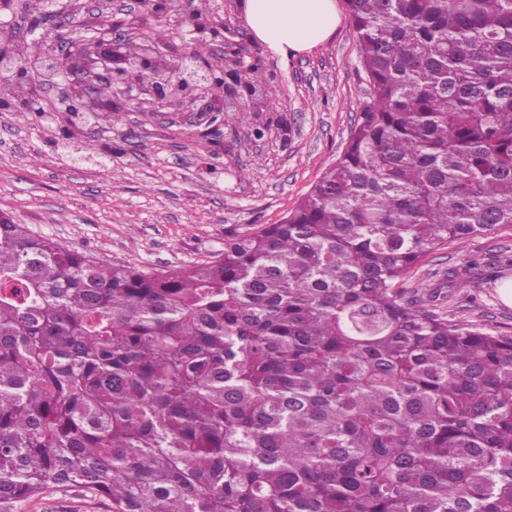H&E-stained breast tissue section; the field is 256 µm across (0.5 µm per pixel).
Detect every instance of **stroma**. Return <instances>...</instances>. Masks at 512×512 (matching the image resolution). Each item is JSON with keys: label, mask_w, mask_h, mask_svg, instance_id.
<instances>
[{"label": "stroma", "mask_w": 512, "mask_h": 512, "mask_svg": "<svg viewBox=\"0 0 512 512\" xmlns=\"http://www.w3.org/2000/svg\"><path fill=\"white\" fill-rule=\"evenodd\" d=\"M313 50L280 60L256 42L240 0L213 5L263 61L271 105L210 127L189 115L126 112L92 140L99 161L71 163L60 121L0 109V212L98 260L147 271L204 262L231 234L278 223L340 158L366 100L346 0ZM431 285L428 305L449 320L512 335V230L454 242L411 269L402 288ZM10 512H108L102 500L52 489Z\"/></svg>", "instance_id": "stroma-1"}]
</instances>
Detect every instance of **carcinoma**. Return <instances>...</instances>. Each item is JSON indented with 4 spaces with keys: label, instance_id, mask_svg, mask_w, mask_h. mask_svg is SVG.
I'll return each mask as SVG.
<instances>
[{
    "label": "carcinoma",
    "instance_id": "cac0c4a2",
    "mask_svg": "<svg viewBox=\"0 0 512 512\" xmlns=\"http://www.w3.org/2000/svg\"><path fill=\"white\" fill-rule=\"evenodd\" d=\"M367 100L278 224L100 262L0 213V508L512 512V336L398 288L512 228V0H347ZM7 512H109L102 500L78 492L47 489L41 496L16 503Z\"/></svg>",
    "mask_w": 512,
    "mask_h": 512
}]
</instances>
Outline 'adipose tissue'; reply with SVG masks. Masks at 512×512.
<instances>
[{
  "instance_id": "1",
  "label": "adipose tissue",
  "mask_w": 512,
  "mask_h": 512,
  "mask_svg": "<svg viewBox=\"0 0 512 512\" xmlns=\"http://www.w3.org/2000/svg\"><path fill=\"white\" fill-rule=\"evenodd\" d=\"M241 12L255 39L284 59L319 46L337 22L335 0H243Z\"/></svg>"
}]
</instances>
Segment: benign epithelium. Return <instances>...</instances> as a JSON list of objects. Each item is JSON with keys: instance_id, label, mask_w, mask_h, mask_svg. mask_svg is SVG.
Segmentation results:
<instances>
[{"instance_id": "1", "label": "benign epithelium", "mask_w": 512, "mask_h": 512, "mask_svg": "<svg viewBox=\"0 0 512 512\" xmlns=\"http://www.w3.org/2000/svg\"><path fill=\"white\" fill-rule=\"evenodd\" d=\"M144 10L112 17L106 27L88 28L82 17L66 9L50 23L40 22V0L0 18V70L12 73L0 107L24 112L35 107L16 90L34 76L44 90H60L50 116L62 119L67 139L110 127L114 112H197L208 124L248 98L253 111L267 110L268 94H252L239 81L240 72L224 69V61L241 63L243 48L225 36L224 17L194 0H143ZM154 16L179 30V36L155 42L145 20ZM138 36L145 50L136 56L125 47ZM197 41L215 46L218 57L199 59Z\"/></svg>"}]
</instances>
